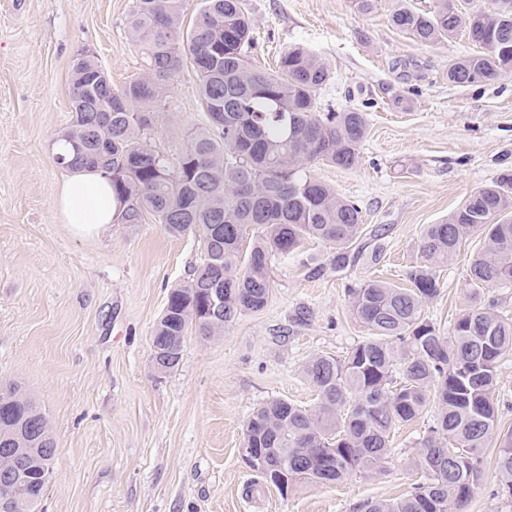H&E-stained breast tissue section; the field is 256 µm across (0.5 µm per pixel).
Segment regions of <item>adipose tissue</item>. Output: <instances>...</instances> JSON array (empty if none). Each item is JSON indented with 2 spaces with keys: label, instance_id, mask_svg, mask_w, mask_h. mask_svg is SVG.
Returning <instances> with one entry per match:
<instances>
[{
  "label": "adipose tissue",
  "instance_id": "adipose-tissue-1",
  "mask_svg": "<svg viewBox=\"0 0 512 512\" xmlns=\"http://www.w3.org/2000/svg\"><path fill=\"white\" fill-rule=\"evenodd\" d=\"M116 208L111 183L101 171L66 170L56 194L55 212L74 235L90 237L104 232L112 225Z\"/></svg>",
  "mask_w": 512,
  "mask_h": 512
}]
</instances>
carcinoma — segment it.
<instances>
[{
    "label": "carcinoma",
    "mask_w": 512,
    "mask_h": 512,
    "mask_svg": "<svg viewBox=\"0 0 512 512\" xmlns=\"http://www.w3.org/2000/svg\"><path fill=\"white\" fill-rule=\"evenodd\" d=\"M184 0H133L130 41L144 56L140 75L104 89L97 59L80 55L71 70L74 118L61 135L55 159L63 167L100 168L112 179L123 207L116 221L139 224L149 214L174 236L197 235L203 258L191 281L169 290L151 335V348L168 352L165 371L176 369L193 326L205 336L224 332L241 315L265 307L272 288L270 263L308 240L333 250L334 269L349 261V244L361 211L309 173L316 163L349 169L367 137L365 114L356 108L320 114L317 95L330 79L327 64L291 46L268 73L255 68L248 50L254 21L244 0H200L184 24ZM495 9L467 8L462 0H435L433 9H393V28L433 44L464 32L479 47L448 63V82L486 84L512 74V0ZM191 65L207 126L191 132L176 156L155 144L159 108L170 86ZM112 122L94 124L95 112ZM473 234L483 245L467 270L471 305L444 334L424 316L439 294V268L451 263ZM251 240L248 263H236ZM424 262L400 288L379 280L348 291L352 314L369 332L343 357L317 355L303 373L316 402L283 399L262 403L246 423L244 447L262 454L259 475L281 493L292 478L337 484L354 474L381 473L392 455L394 430L435 415L419 439V479L407 497L368 499L360 512H463L481 484L488 442L498 433L490 394L498 363L512 351V319L485 300L484 289L512 284V176L475 192L439 224L424 228ZM224 289V316L206 319L204 287ZM14 398L0 401L7 419L25 421L35 448H56L45 412L16 382ZM55 453L21 463L0 449V471H27L25 488L42 498V472ZM496 467L512 495V430L500 440Z\"/></svg>",
    "instance_id": "obj_1"
}]
</instances>
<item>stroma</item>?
Segmentation results:
<instances>
[{
    "label": "stroma",
    "mask_w": 512,
    "mask_h": 512,
    "mask_svg": "<svg viewBox=\"0 0 512 512\" xmlns=\"http://www.w3.org/2000/svg\"><path fill=\"white\" fill-rule=\"evenodd\" d=\"M433 0H247L257 30L250 57L262 69L300 45L326 62L322 112L357 108L368 120L358 164H318L311 174L355 201L363 231L350 264L310 241L272 262L264 309L224 333L192 330L166 375L151 366L150 336L170 288L192 278L198 237L167 233L153 218L74 237L56 218L63 169L55 140L72 121L74 60L96 56L114 86L136 78L142 54L127 33L132 0H0V381H15L46 413L56 454L38 512H357L367 499L412 489L416 442L434 407L396 430L387 470L337 485L293 479L287 494L243 463L246 421L261 403L311 405L303 374L315 355L342 357L366 331L347 291L374 278L406 286L423 261L426 225L448 217L476 189L512 172V76L457 86L448 60L475 52L466 35L422 44L389 22L394 6ZM158 147L177 154L205 124L198 79L185 68L160 108ZM470 237L440 270L425 315L450 331L470 303ZM323 264L310 274L311 262ZM497 442L465 512H512L501 493Z\"/></svg>",
    "instance_id": "1"
}]
</instances>
